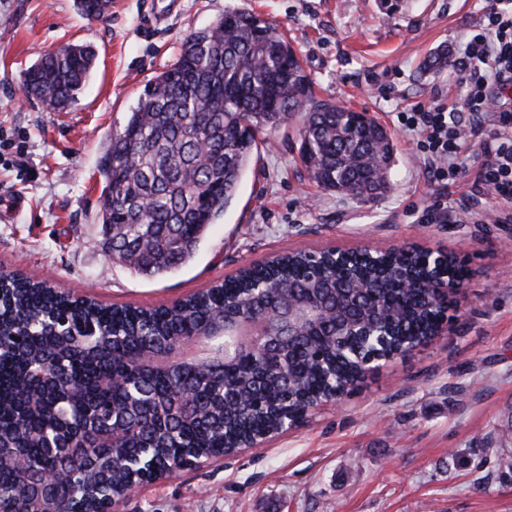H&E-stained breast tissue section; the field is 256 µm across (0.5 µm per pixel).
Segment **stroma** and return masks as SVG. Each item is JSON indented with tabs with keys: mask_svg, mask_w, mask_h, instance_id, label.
I'll list each match as a JSON object with an SVG mask.
<instances>
[{
	"mask_svg": "<svg viewBox=\"0 0 512 512\" xmlns=\"http://www.w3.org/2000/svg\"><path fill=\"white\" fill-rule=\"evenodd\" d=\"M274 23L315 99L367 112L392 135L390 190L370 198L317 186L300 161V117L260 135L235 196L193 258L159 277L103 252L100 168L114 125L183 40L225 8ZM480 0H112L89 20L76 0H0V270L51 276L102 304L173 302L276 252L426 243L471 271L455 328L383 363L266 447L187 468L135 491L121 512H512V223L426 219L441 191L397 112L440 93L461 100L452 61ZM92 46L76 102L46 112L23 91L41 53ZM444 56L434 68L426 59Z\"/></svg>",
	"mask_w": 512,
	"mask_h": 512,
	"instance_id": "35a3bbf8",
	"label": "stroma"
}]
</instances>
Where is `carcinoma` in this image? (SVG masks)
Returning <instances> with one entry per match:
<instances>
[{"label": "carcinoma", "mask_w": 512, "mask_h": 512, "mask_svg": "<svg viewBox=\"0 0 512 512\" xmlns=\"http://www.w3.org/2000/svg\"><path fill=\"white\" fill-rule=\"evenodd\" d=\"M89 19L105 16L109 0H76ZM95 51L69 45L44 53L23 72L26 91L42 108L61 112L89 78ZM302 113V161L321 188L373 196L390 182V133L364 113L316 101L311 80L284 35L256 13L227 9L190 33L176 61L144 88L126 121L115 127L104 157L102 248L137 273L161 276L187 262L208 226L235 195L257 134ZM302 252L274 260L278 281L323 303L348 302L344 289L363 284L358 306L391 330L340 338L329 328L285 346L281 364L258 371L242 360L222 372H146L141 352L204 335L233 306L257 314L252 288H265L270 262L240 270L211 292L170 307L80 306L45 281L0 284V445L50 461L47 440L68 448L66 465L87 492L110 463L112 488L129 479L130 455L176 466L186 452L222 447L232 454L248 434L279 433L282 421L337 391L351 390L370 353L384 356L413 339L434 338L445 307L417 284L428 267L417 250L393 251L379 264L356 258L339 267L320 259L310 273ZM52 378L44 379V368ZM115 383L105 388L101 378ZM194 400L174 406L184 389ZM121 426L114 448L100 433ZM29 474L0 467V512H25Z\"/></svg>", "instance_id": "1"}]
</instances>
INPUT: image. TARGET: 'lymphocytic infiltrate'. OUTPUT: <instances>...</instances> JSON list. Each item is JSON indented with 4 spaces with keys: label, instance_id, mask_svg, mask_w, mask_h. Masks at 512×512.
Listing matches in <instances>:
<instances>
[{
    "label": "lymphocytic infiltrate",
    "instance_id": "1",
    "mask_svg": "<svg viewBox=\"0 0 512 512\" xmlns=\"http://www.w3.org/2000/svg\"><path fill=\"white\" fill-rule=\"evenodd\" d=\"M468 90L463 101L433 99L399 113L416 135V149L432 181L450 187L460 156L475 149L481 158L464 205L469 219L512 222V108L500 105L512 89V10L502 0H483L478 22L464 33V52L455 61Z\"/></svg>",
    "mask_w": 512,
    "mask_h": 512
}]
</instances>
